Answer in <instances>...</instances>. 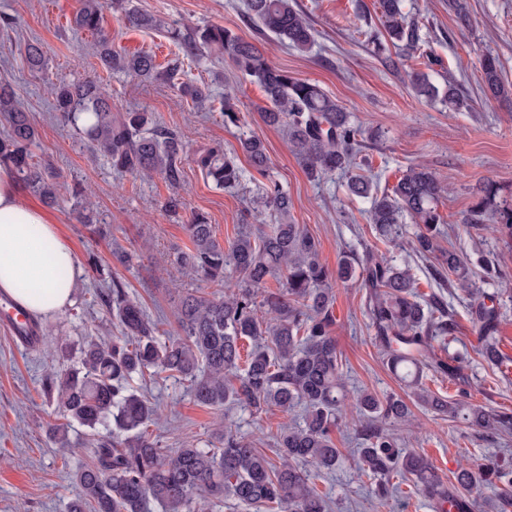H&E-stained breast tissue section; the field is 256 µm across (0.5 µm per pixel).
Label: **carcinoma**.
Instances as JSON below:
<instances>
[{
  "label": "carcinoma",
  "mask_w": 512,
  "mask_h": 512,
  "mask_svg": "<svg viewBox=\"0 0 512 512\" xmlns=\"http://www.w3.org/2000/svg\"><path fill=\"white\" fill-rule=\"evenodd\" d=\"M132 2L81 0L71 21L74 30L97 37L94 55L106 72L144 82L160 76L153 54L112 51L103 30V11L109 6L130 26L166 31L178 54L191 62L199 63L211 53L228 56L237 71L262 89L267 102L261 109L263 122L281 129L309 177L337 170L349 174L351 194L370 200L368 219L379 236L401 238L407 215L418 226L407 245L421 258L434 254L438 225L443 223L438 207L446 189L427 167L410 166L392 188L374 191L364 175L355 173L365 131L318 84L272 65L261 50L229 28L205 23L183 29L140 11ZM246 6L249 19L278 42L302 52L314 42L309 18L294 0H246ZM377 8L393 46L432 58L422 48L418 23L403 14L401 0H377ZM24 53L31 69L43 67L39 43L26 44ZM480 68L485 93L495 99L512 96L498 57L484 56ZM410 81L426 101L438 99L454 112L470 109L452 82L441 92L426 73L413 72ZM178 90L198 105L209 98L206 88L193 83H182ZM53 95L55 110L80 127L113 169L157 175L172 188L181 186L187 146L152 113L112 116L111 99L94 77L62 82L53 87ZM0 112L9 119L7 131L0 135V165L11 168L45 203H55L57 173L34 160L35 127L28 113L16 106L8 84L0 85ZM240 143L265 180L261 200L269 222L256 232L250 224L240 225L226 245L202 214H194L184 225L191 247L179 252L176 262L213 291L183 297L176 329L159 331L122 279L105 274L90 259L96 277L108 276L104 301L122 335L106 342L88 340L76 363L43 381L63 417L88 430L86 461L74 473L81 494L69 512H150L152 503L161 512H210L224 502L238 512L266 503H278L284 512H325V500L306 467L320 473L336 469L340 451L332 432L350 399L360 416L355 425V435L362 440L356 470L361 477L377 480L369 490L372 497L385 500L390 492L386 478L399 474L412 478L430 500L469 512L472 503L457 490L476 493L481 483L493 481L504 487L501 512H507L512 507L511 465L489 462L478 472L461 467L449 487L426 458L400 447L382 427L387 420H409L414 405L473 430L512 431V412L486 410L469 402L465 393L449 400L423 384L427 367L445 376L467 367L461 355L433 359L435 338L453 325L448 307L434 294L426 298L418 293L409 266H398L368 249L345 256L336 269H329L321 260L319 241L292 221L291 199L272 173L262 139L249 135ZM192 161L214 186L226 191L241 187L242 169L222 147L199 150ZM490 211L496 230L512 238V203L500 199V187L492 180L480 186L461 223L481 226ZM432 275L441 286L472 290V270L455 251L441 254ZM356 276L368 288L366 307L383 363L405 387L404 397L370 391L349 395L332 336L334 285ZM270 278L281 283L278 291L265 289ZM470 317L483 337L482 356L494 361L499 308L479 302L470 308ZM244 340L251 345L245 356ZM162 373L187 382L199 405L221 411L233 404L255 414L298 408L302 422L280 430L273 459L239 436L236 422L227 417L218 448H164L147 431L156 419L155 405L140 393L148 380Z\"/></svg>",
  "instance_id": "carcinoma-1"
}]
</instances>
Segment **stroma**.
Here are the masks:
<instances>
[{
  "mask_svg": "<svg viewBox=\"0 0 512 512\" xmlns=\"http://www.w3.org/2000/svg\"><path fill=\"white\" fill-rule=\"evenodd\" d=\"M295 2L315 30V44L304 53L258 34L244 18V0H134L141 11L170 23L192 26L206 20L224 25L255 43L273 65L319 84L365 129L368 138L362 155L380 188L391 187L409 166L427 165L447 188L439 210L455 229L451 236L440 237V251L452 248L467 256L477 273V287L486 293L512 287V241L488 230H465L461 222L483 181H495L501 197L512 199V100L485 97L480 69L483 55L497 56L504 82L512 85V0H462L469 16L465 26L457 21L448 0H402L403 13L418 20L421 39L435 60L404 56L394 69L362 37L363 31L382 28L375 0ZM79 4L80 0H0V17L14 20L11 28L0 26V84L13 87L35 125L36 160L51 164L59 175L57 201L48 212L75 252L72 303L84 310L80 319L63 311L40 321L41 342L31 350L19 348L0 331V512H68L77 495L71 473L83 457L84 429L70 427L72 444L64 450L48 440L47 424L62 421L63 416L44 395L42 381L66 366L64 347L76 349L88 337L107 340L119 333L87 273L89 256L114 268L130 295L163 329L175 328L181 296L200 286L175 261L177 253L190 245L184 224L200 212L213 224L219 241L232 240L259 195L256 173L240 147L244 134L263 139L272 170L292 199V215L319 239L326 265L336 267L343 255L369 247L395 263L408 264L421 292L442 293L456 328L445 342L436 344L435 353L442 358L451 353L467 355V382L462 385L428 371L424 385L451 399L464 389L473 404L512 410V379L477 353L479 335L468 313L472 296L458 289L441 291L429 274V260L379 238L367 220L369 201L349 195L346 175L336 172L309 179L283 134L263 123L259 108L265 96L257 84L230 61L213 57L200 64L183 62L171 81L143 82L106 73L97 64L92 36L74 34L70 28ZM103 16L113 49L153 52L163 68L175 58L177 48L164 33L129 27L109 8ZM31 39L40 42L45 60L36 71L28 69L23 59L24 46ZM415 70L429 74L439 87L454 82L471 101V110L451 112L441 102L418 98L408 81ZM88 77L100 78L112 97L113 113L152 112L178 131L192 151L223 145L244 171L242 186L235 192L215 188L190 161L176 189L156 176L114 171L107 157L94 151L54 109L52 85ZM183 81L208 86L210 102L200 107L182 96L177 85ZM228 93L237 100L243 128L224 123L222 102ZM77 183L89 193L93 225L83 224L75 207L71 188ZM172 197L179 201L174 211L167 206ZM116 250L134 253L131 265H114ZM487 265L497 269V276H482ZM335 292L333 335L350 391L403 394V385L381 362L360 279L337 283ZM144 393L157 407L158 419L151 430L164 447L219 443L222 412L194 403L186 382L160 376L148 383ZM231 414L239 435L267 453L274 448L281 426L299 420L297 414L277 410L257 417L235 408ZM357 419L355 406L347 405L335 435L342 452L340 463L335 472L315 480L330 504L329 512H438L413 481L396 475L390 481L399 486V493L385 505L376 503L369 494V480L358 477L355 469L353 452L360 445L354 436ZM391 430L408 448L424 455L447 483L464 464L478 468L491 460L512 463V435L476 432L420 408L410 421L392 424Z\"/></svg>",
  "mask_w": 512,
  "mask_h": 512,
  "instance_id": "1",
  "label": "stroma"
}]
</instances>
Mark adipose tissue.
Here are the masks:
<instances>
[{
    "mask_svg": "<svg viewBox=\"0 0 512 512\" xmlns=\"http://www.w3.org/2000/svg\"><path fill=\"white\" fill-rule=\"evenodd\" d=\"M75 253L56 222L20 193L13 172L0 166V294L45 318L70 305Z\"/></svg>",
    "mask_w": 512,
    "mask_h": 512,
    "instance_id": "ef3b65f1",
    "label": "adipose tissue"
}]
</instances>
